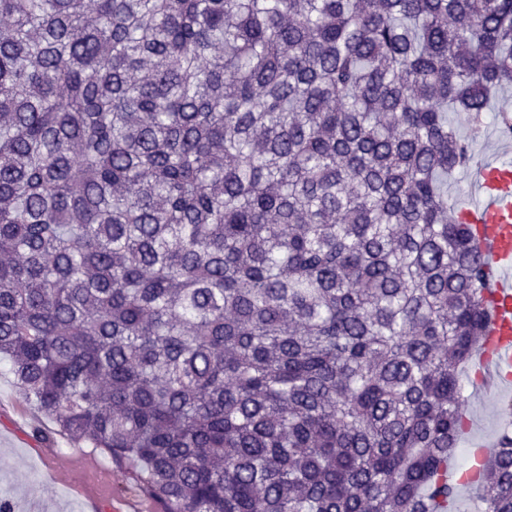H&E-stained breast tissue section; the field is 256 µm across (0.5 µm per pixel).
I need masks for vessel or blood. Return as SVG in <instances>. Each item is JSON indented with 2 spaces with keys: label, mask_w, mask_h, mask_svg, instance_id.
<instances>
[{
  "label": "vessel or blood",
  "mask_w": 512,
  "mask_h": 512,
  "mask_svg": "<svg viewBox=\"0 0 512 512\" xmlns=\"http://www.w3.org/2000/svg\"><path fill=\"white\" fill-rule=\"evenodd\" d=\"M474 188L478 199L460 217L473 228L488 280L492 319L475 367L480 391L490 392L503 387L502 372L512 369V166H480Z\"/></svg>",
  "instance_id": "1"
}]
</instances>
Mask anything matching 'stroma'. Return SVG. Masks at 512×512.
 Returning <instances> with one entry per match:
<instances>
[{
	"label": "stroma",
	"instance_id": "35a3bbf8",
	"mask_svg": "<svg viewBox=\"0 0 512 512\" xmlns=\"http://www.w3.org/2000/svg\"><path fill=\"white\" fill-rule=\"evenodd\" d=\"M448 119L469 141L476 163L512 164V137L500 135L493 115L478 120L464 112H452ZM470 379V371H463L461 384L469 425L452 459L453 466L460 470L469 466L473 448H495L504 427L501 407L512 400V387L489 398L474 393ZM46 443L68 453L72 465L63 476L53 475L50 461L41 458L38 449ZM88 452L85 444L60 434L53 420L27 401L8 362L0 360V497L12 503L14 512H83L91 496L108 487L121 489L122 499L138 501V494L127 488L128 477L118 469H111L107 483L83 472L79 460Z\"/></svg>",
	"mask_w": 512,
	"mask_h": 512
}]
</instances>
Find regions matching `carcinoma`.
I'll return each mask as SVG.
<instances>
[{
  "mask_svg": "<svg viewBox=\"0 0 512 512\" xmlns=\"http://www.w3.org/2000/svg\"><path fill=\"white\" fill-rule=\"evenodd\" d=\"M507 85L512 0H0V357L158 512H448ZM473 194L471 174H460L457 178L448 179V200L454 210Z\"/></svg>",
  "mask_w": 512,
  "mask_h": 512,
  "instance_id": "1",
  "label": "carcinoma"
}]
</instances>
